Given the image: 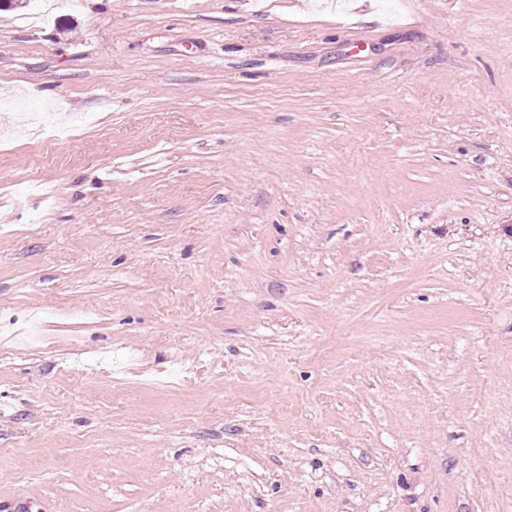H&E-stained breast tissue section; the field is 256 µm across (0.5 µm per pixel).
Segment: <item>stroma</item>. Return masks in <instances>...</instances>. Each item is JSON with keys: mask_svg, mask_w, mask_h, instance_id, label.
<instances>
[{"mask_svg": "<svg viewBox=\"0 0 512 512\" xmlns=\"http://www.w3.org/2000/svg\"><path fill=\"white\" fill-rule=\"evenodd\" d=\"M512 512V0L0 12V512Z\"/></svg>", "mask_w": 512, "mask_h": 512, "instance_id": "35a3bbf8", "label": "stroma"}]
</instances>
